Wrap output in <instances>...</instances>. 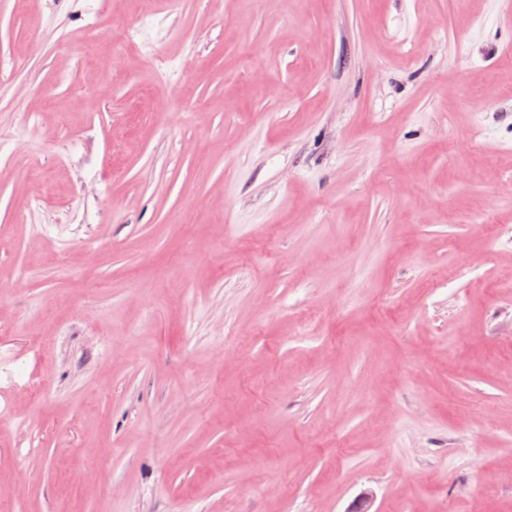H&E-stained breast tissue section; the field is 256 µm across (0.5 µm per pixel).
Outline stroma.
Wrapping results in <instances>:
<instances>
[{
	"label": "stroma",
	"instance_id": "obj_1",
	"mask_svg": "<svg viewBox=\"0 0 512 512\" xmlns=\"http://www.w3.org/2000/svg\"><path fill=\"white\" fill-rule=\"evenodd\" d=\"M157 9L0 0V512H512L502 0Z\"/></svg>",
	"mask_w": 512,
	"mask_h": 512
}]
</instances>
